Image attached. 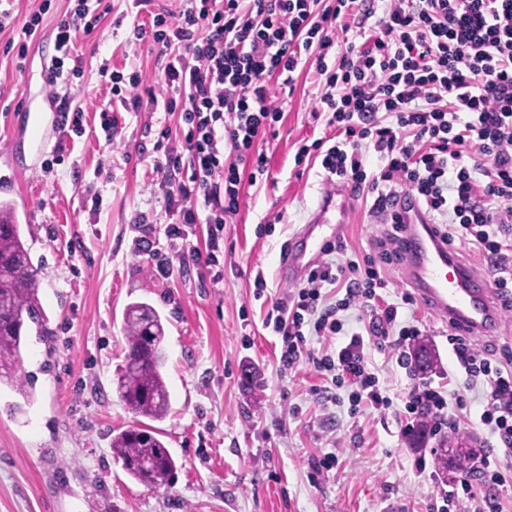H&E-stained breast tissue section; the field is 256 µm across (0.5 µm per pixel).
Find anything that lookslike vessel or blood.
Instances as JSON below:
<instances>
[{"label": "vessel or blood", "mask_w": 512, "mask_h": 512, "mask_svg": "<svg viewBox=\"0 0 512 512\" xmlns=\"http://www.w3.org/2000/svg\"><path fill=\"white\" fill-rule=\"evenodd\" d=\"M346 195L344 186L327 184L310 220L288 244V259L280 264L283 279L300 282L318 262L329 238L317 235L316 230L329 223L332 212L347 213ZM397 211L404 218L407 243L402 276L423 305L436 319L461 327L470 336L497 335L501 325L499 298L484 270L463 260L434 235L416 202L400 198Z\"/></svg>", "instance_id": "1"}]
</instances>
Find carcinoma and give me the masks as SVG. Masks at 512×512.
<instances>
[{"instance_id":"carcinoma-1","label":"carcinoma","mask_w":512,"mask_h":512,"mask_svg":"<svg viewBox=\"0 0 512 512\" xmlns=\"http://www.w3.org/2000/svg\"><path fill=\"white\" fill-rule=\"evenodd\" d=\"M39 270L32 263L10 203L0 201V367L4 377L25 395L20 373L27 323L46 328L40 301ZM127 350L116 392L134 414L151 421L164 420L171 410L163 376L166 355L165 324L154 307L131 302L123 312ZM112 455L123 471L150 490L170 486L177 464L153 426L142 423L112 437Z\"/></svg>"}]
</instances>
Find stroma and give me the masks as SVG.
Returning <instances> with one entry per match:
<instances>
[{
    "instance_id": "1",
    "label": "stroma",
    "mask_w": 512,
    "mask_h": 512,
    "mask_svg": "<svg viewBox=\"0 0 512 512\" xmlns=\"http://www.w3.org/2000/svg\"><path fill=\"white\" fill-rule=\"evenodd\" d=\"M39 2L0 0L13 17L0 31V176L20 184L10 199L40 269L49 329L29 335L22 355L32 402L0 383V512H431L437 489L416 473L421 451L402 432L413 373L389 348L370 347V367L393 404L353 414L348 388L337 389L336 402L317 399L313 390L324 380L308 360L282 369L281 338L264 325L290 289L278 275L284 249L326 181L319 161L294 159L301 144L329 134L314 117L322 92L315 72L271 87L283 116L277 136L261 144L269 174L242 185L218 253L222 280L205 281L197 268L180 266L162 278L136 240L167 246L166 194L179 176L157 175L154 166L165 149L180 147V120L121 111L114 139L106 140L99 111L112 93L98 69H140L144 89L159 93L167 58L151 41L133 43L135 0H103L108 12L99 26L77 38L84 75L70 86L86 132L50 129L36 153L28 132L9 130L6 120L24 104L46 110L41 73L55 52L54 32L43 23L21 69L6 47ZM164 127L170 135L162 142ZM55 154L63 164L44 168ZM373 200L354 194L346 218L344 236L361 256L374 252L388 229ZM134 301L150 303L165 319L172 409L158 427L178 470L159 491L130 479L111 451L113 435L139 422L116 393L126 348L122 314ZM414 308L439 359L429 378L447 390L457 424L448 439L464 453L449 477L472 480L475 461L491 446L480 421L482 389L469 387L456 369L447 325L422 303ZM327 453L336 456L334 469L310 483L309 462Z\"/></svg>"
}]
</instances>
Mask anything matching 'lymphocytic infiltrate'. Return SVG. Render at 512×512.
Wrapping results in <instances>:
<instances>
[{
  "label": "lymphocytic infiltrate",
  "instance_id": "lymphocytic-infiltrate-1",
  "mask_svg": "<svg viewBox=\"0 0 512 512\" xmlns=\"http://www.w3.org/2000/svg\"><path fill=\"white\" fill-rule=\"evenodd\" d=\"M355 0H185L179 12L159 9L150 25H134L136 40L152 39L167 55V94L141 99L142 74L109 71L112 94L121 106L179 112L182 148L165 154L159 172L187 170L186 180L167 194V208L177 220L166 227L169 241H182L184 260L211 271L220 280L217 252L227 216L239 208L243 179L267 173V157L258 140L274 130L281 111L269 89L270 79L292 85L303 51L313 56L323 84L321 116L339 136L329 146L301 145L296 163L321 154L329 176L369 189L373 211L391 224L376 253L347 258V241L337 237L295 291L278 302L267 324L281 336L279 362L294 367L310 356L312 336H339L337 347L313 357L326 379L315 394L323 402L334 389H350L351 410H385L393 400L371 371L370 344L394 339L397 363L408 365V350L422 331L399 319L395 303L374 307L389 286V267L400 264L403 218L392 206L400 194L417 199L448 244L467 242L493 262V281L501 307L512 309V268L507 253L512 240L502 235L512 224V0H381L367 13L382 16L367 40L349 44L330 58L334 33ZM102 18L94 0H75L56 25L54 68L46 87L59 104L58 126L84 134L83 109L73 105L67 88L82 77L73 59L78 33H91ZM234 157L225 160V149ZM379 166L368 170L367 156ZM209 226L207 251L188 246L190 225ZM333 254L345 264L330 262ZM340 297L329 300L328 289ZM366 308L363 331L343 336L340 312ZM449 344L469 384H481L485 397L480 416L496 439L493 458L483 459L482 482L507 484L512 477L497 458L512 457V350L493 358L479 352L468 336ZM407 429L427 423L432 435L455 424L448 402L431 381L415 384L405 398ZM437 512L469 506L472 512H500L496 498H477L469 480L440 489Z\"/></svg>",
  "mask_w": 512,
  "mask_h": 512
}]
</instances>
